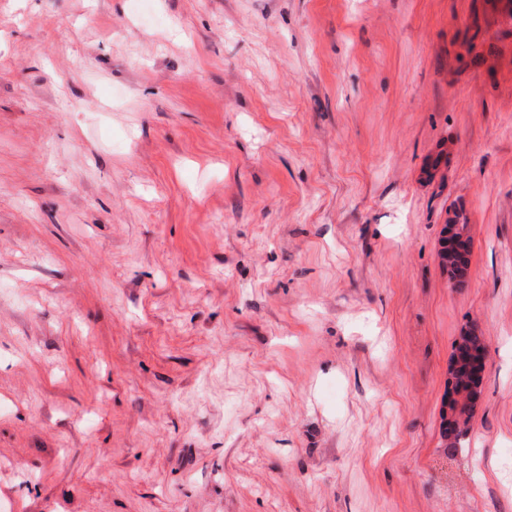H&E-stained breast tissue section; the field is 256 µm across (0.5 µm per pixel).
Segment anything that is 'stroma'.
<instances>
[{
  "instance_id": "35a3bbf8",
  "label": "stroma",
  "mask_w": 512,
  "mask_h": 512,
  "mask_svg": "<svg viewBox=\"0 0 512 512\" xmlns=\"http://www.w3.org/2000/svg\"><path fill=\"white\" fill-rule=\"evenodd\" d=\"M0 512H512V0H0ZM462 229L467 231V239L464 235L460 234L458 232L457 226L455 224H445L442 231V239L445 240V245L442 248L447 249L446 252H443L442 254L444 257H439V261L443 264H448V277L450 281L454 284H456V281L458 278V273H454L455 266L453 265L454 261V255L455 251L458 249V244L460 241H466L467 242V251H466V257L463 261V268L467 269L470 259V251L469 246L472 244V236L470 235V229L469 224H461ZM468 405L467 391L460 387L457 391H453L448 404L445 407V416L448 420H453L455 415ZM473 412V407L469 410H463L460 418L449 422L443 416L442 435L448 441V448L456 450V448H464L469 434V421ZM464 415V416H463Z\"/></svg>"
}]
</instances>
